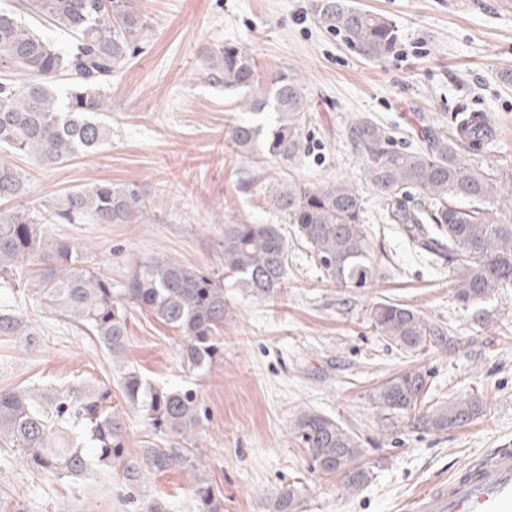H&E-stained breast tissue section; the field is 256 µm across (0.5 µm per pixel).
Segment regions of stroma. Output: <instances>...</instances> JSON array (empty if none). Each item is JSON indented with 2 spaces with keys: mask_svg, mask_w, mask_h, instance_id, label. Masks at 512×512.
I'll return each instance as SVG.
<instances>
[{
  "mask_svg": "<svg viewBox=\"0 0 512 512\" xmlns=\"http://www.w3.org/2000/svg\"><path fill=\"white\" fill-rule=\"evenodd\" d=\"M398 26L395 48L381 58L360 54L342 34L323 28L312 0H132L149 22L134 54L112 76L111 140L95 153L44 167L10 153L28 177L29 205L55 204L66 193L108 181L137 187L151 208L139 224H98L91 218L45 225L67 237L115 284L130 266L166 255L208 271L223 268L224 227L278 224L270 184L299 180L354 183L367 196L366 223L376 278L362 288L323 282L312 249L289 240L288 281L280 298L257 302L231 288L220 331L224 355L186 377L181 338L149 313L131 311L123 355L40 307L0 279V304L13 306L40 341H0V389L107 385L135 454L152 441L140 414L118 386L132 365L153 383H192L206 413L197 446L224 496V512H269L275 491L301 490L299 512H404L408 498L456 474L479 452L512 448V287L480 309H462L447 266L415 250L398 225L384 220L363 176V162L345 128L367 115L393 132L398 146L418 145L415 117L450 124L455 113L488 116L494 135L484 160L512 164V11L499 0H352ZM227 45L246 50L259 79L276 71L306 89L311 120L301 162H264L236 154L225 139L238 119L237 93L215 83L207 55ZM251 180L242 189V180ZM384 298L413 305L448 328L447 345L418 354L391 346L371 326L372 305ZM429 375L431 401L477 397L483 415L445 432H385L370 399L374 387L400 371ZM313 410L336 418L363 444L368 482L346 489L340 476L311 470L291 430ZM0 489L26 512H130L122 500L119 465L79 482L45 481L23 464L0 473ZM149 496L192 512L190 478L179 470L150 477Z\"/></svg>",
  "mask_w": 512,
  "mask_h": 512,
  "instance_id": "35a3bbf8",
  "label": "stroma"
}]
</instances>
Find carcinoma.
I'll return each mask as SVG.
<instances>
[{"instance_id": "cac0c4a2", "label": "carcinoma", "mask_w": 512, "mask_h": 512, "mask_svg": "<svg viewBox=\"0 0 512 512\" xmlns=\"http://www.w3.org/2000/svg\"><path fill=\"white\" fill-rule=\"evenodd\" d=\"M26 13L49 19L70 33L73 43L57 47L9 9L0 10V62L15 67L17 80L0 83V148L31 156L45 167L96 151L110 138L111 104L104 87L134 51L148 28L131 0H23ZM317 21L344 35L369 58L389 54L399 34L393 20L357 8L348 0H314ZM211 78L228 90H243L247 116L228 126L227 140L254 159L292 162L304 152L310 104L305 88L284 72L260 87L256 62L234 46L207 56ZM70 84L61 89L57 77ZM447 130L428 121L416 131L422 146L397 147L387 127L358 116L346 136L363 162L364 177L413 246L448 265L454 297L475 308L512 285V193L501 194L507 167L480 160L493 138L476 113L454 115ZM25 173L0 161V274L31 287L37 302L98 338L112 357L123 354L129 313L134 307L183 337L182 365L194 374L223 356L227 288H244L255 300L278 298L286 289L288 241L277 224L224 225V270L204 271L165 255L135 263L124 283L88 265L83 248L68 238H50L38 210L31 208ZM418 193L410 207L404 197ZM275 209L294 235L318 257L323 279L343 288H363L377 273L366 224L368 200L345 180L325 186L290 181L268 190ZM148 214L141 193L110 182L65 196L53 217L68 223L90 217L99 224H135ZM373 328L389 344L418 353L447 343L448 328L408 304L383 299L371 307ZM37 345V332L23 316L0 309V340ZM124 401L136 408L159 436L139 453L126 451L112 389L68 387L37 398L31 391L0 390V445L23 454L27 468L53 480L77 481L89 471L117 462L135 512H171L170 503L145 493L147 474L181 470L192 477L195 512H224V497L202 473L196 440L206 414L197 390L151 383L127 365L119 380ZM427 372L405 370L372 393L381 426L444 432L463 427L483 413L475 399L446 406L429 404ZM294 434L311 468L340 474L352 491L369 473L357 465L359 436L336 419L313 411L295 421ZM299 488L270 499V512H297Z\"/></svg>"}]
</instances>
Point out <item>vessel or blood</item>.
<instances>
[{"label": "vessel or blood", "mask_w": 512, "mask_h": 512, "mask_svg": "<svg viewBox=\"0 0 512 512\" xmlns=\"http://www.w3.org/2000/svg\"><path fill=\"white\" fill-rule=\"evenodd\" d=\"M409 512H512V448L479 454L409 503Z\"/></svg>", "instance_id": "1"}]
</instances>
